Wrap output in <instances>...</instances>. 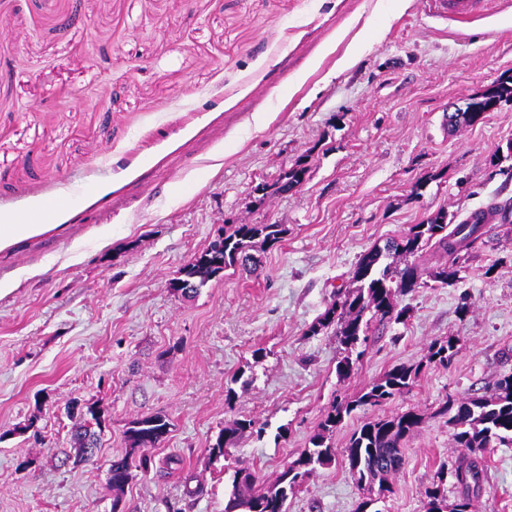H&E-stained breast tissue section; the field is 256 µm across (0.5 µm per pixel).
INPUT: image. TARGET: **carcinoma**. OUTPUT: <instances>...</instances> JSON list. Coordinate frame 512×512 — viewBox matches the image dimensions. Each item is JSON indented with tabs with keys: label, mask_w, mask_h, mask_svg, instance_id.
<instances>
[{
	"label": "carcinoma",
	"mask_w": 512,
	"mask_h": 512,
	"mask_svg": "<svg viewBox=\"0 0 512 512\" xmlns=\"http://www.w3.org/2000/svg\"><path fill=\"white\" fill-rule=\"evenodd\" d=\"M512 99V73L506 72L482 94L466 103L465 112L448 115V126L456 130L474 126L485 119L487 106ZM304 175L302 162L297 161L281 177L276 193H285L300 183ZM486 222L482 211L470 213L454 224L448 213L439 210L426 220L412 225L397 239L375 246L358 259L352 281L356 286L337 295L325 309L311 333L316 334L336 326V338L342 358L336 365L341 377L349 376L363 352L359 347L367 341L369 322L401 323L407 308L398 307L397 297L408 294L423 284V277L443 285L454 282L460 271L461 253L474 247L484 234ZM285 228L281 224H237L232 232H224L202 252L196 254L179 271L171 288L183 294L197 293L212 279L224 276V270L236 265H256L252 251L257 244L274 246L282 241ZM430 248L438 257V265L423 268L408 261ZM457 340L436 341L428 348L427 361L448 366L457 354ZM419 373V367L396 365L373 381L353 399L333 403L320 427L309 439V446L292 461L286 463L270 480H260L254 471L241 467L234 471L232 492L224 501V512H286L288 498L294 495L302 482L314 476L318 469L331 464L336 449L327 442V435L353 411L365 406H379L408 392ZM440 414L448 416L453 429L454 448L459 452L452 476L459 488L457 502L448 505L441 486L426 490L427 512H472L473 501L481 493L482 465L479 454L490 444L512 445V376L498 380L490 395L468 397L458 403L445 401ZM103 415L94 406L86 407L83 422L76 425L73 439L81 456L91 458L98 448V435L92 427H101ZM423 417L415 410L395 416H386L364 423L356 429L344 457L348 472L360 486L378 487V493L391 491L389 477L404 464L403 445L420 426ZM252 419H236L219 431L210 445V458L224 456V446L239 436L254 431ZM170 432L169 421L161 415H149L134 422L126 430L130 448L128 454L112 460L108 480L115 491H121L137 476L147 470L149 459H134L141 448L154 447L163 442Z\"/></svg>",
	"instance_id": "cac0c4a2"
}]
</instances>
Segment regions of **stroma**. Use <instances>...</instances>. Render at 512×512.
<instances>
[{
  "label": "stroma",
  "mask_w": 512,
  "mask_h": 512,
  "mask_svg": "<svg viewBox=\"0 0 512 512\" xmlns=\"http://www.w3.org/2000/svg\"><path fill=\"white\" fill-rule=\"evenodd\" d=\"M352 65L337 72L343 57ZM512 69V0L467 21L421 0H0V218L39 212L43 232L0 249V512H224L234 467L274 477L338 395L421 365L412 389L354 411L329 436L406 410L423 422L377 512H426L458 456L446 400L512 374V223L486 226L452 285L400 296L404 322L373 330L339 378L334 329L310 334L361 254L445 210L512 203V101L448 130ZM303 184L262 194L297 160ZM231 224H281L257 273L230 268L192 298L170 283ZM467 313H460V306ZM455 338L451 365L429 364ZM247 385L234 399L235 377ZM106 425L77 462L73 404ZM148 415L171 431L123 493L107 470ZM263 433L209 459L218 432ZM475 512H512V447L483 454ZM343 457L287 512H355L368 497ZM458 341L448 338L446 341H435L428 348L427 361L442 366H449L457 354ZM256 422L253 419L243 418L236 419L231 424L224 426V429L219 431L215 441L210 445L208 452L209 458L217 459L224 457V446L226 447L230 442L239 436L254 431Z\"/></svg>",
  "instance_id": "obj_1"
}]
</instances>
